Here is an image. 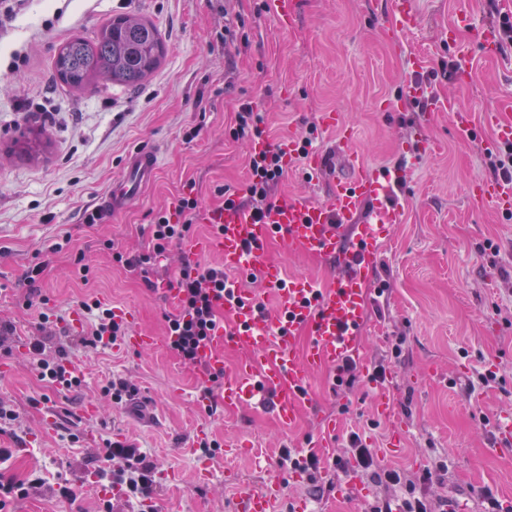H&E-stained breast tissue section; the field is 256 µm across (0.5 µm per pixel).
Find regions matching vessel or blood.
I'll return each instance as SVG.
<instances>
[{
  "instance_id": "obj_1",
  "label": "vessel or blood",
  "mask_w": 512,
  "mask_h": 512,
  "mask_svg": "<svg viewBox=\"0 0 512 512\" xmlns=\"http://www.w3.org/2000/svg\"><path fill=\"white\" fill-rule=\"evenodd\" d=\"M413 99L425 101L427 110L446 108L449 121L461 133L472 129L469 112L440 100L422 85L409 90ZM485 124L495 132L496 144L512 143V104L503 103L486 113ZM156 154L139 152L130 159L123 178L113 183L98 211L107 216L126 210L155 178ZM382 171L359 168L357 176L334 181L327 199L317 202L286 197L268 217L255 220L227 209L214 219L224 231L208 243L230 271H253L274 286L279 308L264 321H256L251 304L236 305L229 312L233 329L217 328L199 347L197 357L205 366L196 376L198 386L209 385L211 373L223 371L224 348L233 346L243 359L225 373L221 401L238 406L271 392L274 414L285 429L295 426L309 403L304 390L311 374L332 372L346 357H359V336L364 322L366 282L376 261V242L394 211L361 220L365 201L377 194ZM502 212L512 211V186L490 181L472 191ZM284 231L289 247L324 261L334 274L323 288L306 280H282L265 247L277 231ZM306 327L310 338L304 354L295 351V336L284 333V324ZM282 492L273 480L250 490L238 500L237 512H271Z\"/></svg>"
}]
</instances>
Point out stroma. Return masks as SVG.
<instances>
[{
	"label": "stroma",
	"mask_w": 512,
	"mask_h": 512,
	"mask_svg": "<svg viewBox=\"0 0 512 512\" xmlns=\"http://www.w3.org/2000/svg\"><path fill=\"white\" fill-rule=\"evenodd\" d=\"M393 0H300L288 29H280L262 0H25L16 19L0 32V319L14 327L11 354L0 353V401L17 414L0 427V446L12 458L0 472L22 478L43 471L45 480L0 512H98L106 494L94 471L105 438L136 441L157 464L156 503L180 512H234L240 495L260 488L273 471L282 443L304 447L321 437L327 449L363 433L374 450L392 437L374 410L388 386L405 428L389 466L412 473L447 465L434 491L483 512L485 494L512 497V450L494 446L491 419L512 406V214L472 197V183L490 179L485 164L493 131L486 111L512 101V0H413L415 29L394 34L387 22ZM470 25L456 44L444 32L458 12ZM143 18L167 45L159 68L137 87L103 83L77 91L57 83L54 48L79 36L94 39L115 14ZM498 30L500 51L486 57L475 33ZM427 64L413 70L414 54ZM430 85L472 114L462 135L444 112L427 115L404 103L412 83ZM258 104L272 143L314 131L315 147L327 158L314 174L302 164L288 168L276 196L324 199L333 177H351L346 153L369 169L400 168L403 188L384 182L366 214L397 207L387 227L369 288L387 283L382 308L368 306L362 331L369 363L390 359L386 383L368 380L333 393L328 373L312 374L313 404L297 424L281 429L268 402L217 408L199 406L195 370L167 350L84 346L82 329L70 320L80 301L97 298L131 309L134 328L165 335L173 306L149 290L138 274L112 262L104 241L135 252L149 241L152 211L193 188L203 209L213 190L242 189L248 179V146L231 138L239 105ZM337 112L341 129L316 126L320 113ZM156 151L155 181L123 213L88 224L93 208L120 179L129 155ZM273 261L288 277L323 285L328 267L270 240ZM84 254L92 274L81 280L74 266ZM42 264L39 297L62 314L41 326L40 306L25 308L23 277ZM42 336L48 350L65 351L83 375L80 387L62 390L39 377L24 342ZM403 337L399 358L391 340ZM505 375V384L474 392L476 369ZM114 376L138 389L143 407L117 406L102 388ZM96 405L85 419L81 409ZM54 406L58 428L41 431L45 406ZM338 415L343 425L321 435L319 420ZM217 440L215 457L198 452L201 439ZM69 486L74 498L60 495ZM308 512H353L335 491L313 490L289 479L272 512L297 502Z\"/></svg>",
	"instance_id": "35a3bbf8"
}]
</instances>
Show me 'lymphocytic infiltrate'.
I'll return each instance as SVG.
<instances>
[{"instance_id": "obj_1", "label": "lymphocytic infiltrate", "mask_w": 512, "mask_h": 512, "mask_svg": "<svg viewBox=\"0 0 512 512\" xmlns=\"http://www.w3.org/2000/svg\"><path fill=\"white\" fill-rule=\"evenodd\" d=\"M230 135L236 140H247L254 146L265 143L266 148L250 153L249 178L243 192L220 185L214 193L221 198L223 207L244 210L255 218L263 217L274 206L271 199L273 187L288 174L283 153L270 145L263 113L254 103L240 104ZM199 216L198 198L189 189L182 192L169 208L153 212L146 250L130 254L116 249L111 241L106 247L112 252L113 263L146 277L172 245H182L195 238ZM239 285V279L225 273L223 267L184 257L173 282L178 292L176 310L165 316L171 338L169 349L182 362L196 364L199 346L222 323L221 299ZM79 308L91 317L88 346L114 345L127 335L128 326L116 318L112 305L90 298L81 301ZM28 350L40 377L65 389L81 386L82 375L76 367L68 366L65 354L49 356L42 341L36 338L30 339ZM102 459L104 464L98 467L97 477L118 490L127 507L141 506L151 500L157 467L146 451L133 443L108 439L104 442ZM279 464L288 472L305 476L311 483L316 482L324 471L344 474L354 465L370 472L372 478L387 490L405 489L406 494L401 499L403 512H437L435 503L418 494L416 488L432 483L436 473L443 471V462H435L415 480L395 469L377 468L373 450L363 444L355 432L350 433L349 447L344 454L326 460L315 452L303 454L299 449L283 447L279 450Z\"/></svg>"}]
</instances>
